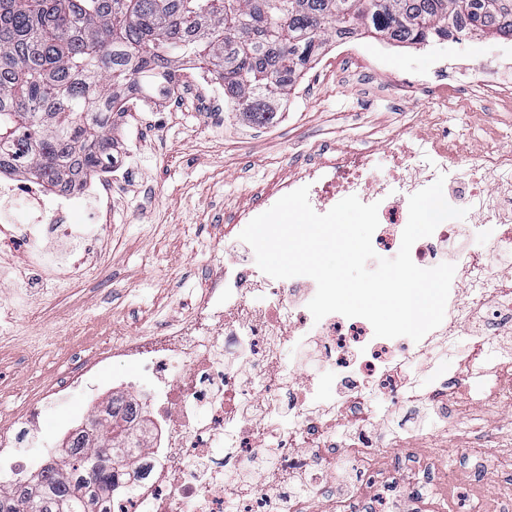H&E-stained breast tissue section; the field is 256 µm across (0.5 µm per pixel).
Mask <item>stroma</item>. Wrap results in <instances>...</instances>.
<instances>
[{"mask_svg": "<svg viewBox=\"0 0 512 512\" xmlns=\"http://www.w3.org/2000/svg\"><path fill=\"white\" fill-rule=\"evenodd\" d=\"M388 57L370 67L371 52ZM512 54V40L466 37L415 48L361 35L328 46L299 79L274 122L258 126L213 96L201 72L178 74L179 88L148 112L119 121L112 136L126 170L112 180V218L99 229L98 255L83 278L61 282L28 267L29 284L0 282V425L10 424L37 391L62 381L75 361L111 349L129 336L175 326L195 309L206 273L225 255L224 227L254 205L273 182L288 179L346 152L368 150L378 177L389 176L396 129L425 131L436 101L397 100L399 84L436 80L440 58L467 65V80L484 76L497 58ZM448 137L480 149L512 146V101L492 107L471 97L448 106ZM133 362L102 368L99 391L44 409L36 446L21 457L40 462V449L60 447L63 429L101 410L113 376L134 375ZM462 419L454 431L429 430L436 471L419 473L406 451L383 448L388 470L421 500V512H485L506 463L494 454L512 433V407L491 418L459 394Z\"/></svg>", "mask_w": 512, "mask_h": 512, "instance_id": "35a3bbf8", "label": "stroma"}]
</instances>
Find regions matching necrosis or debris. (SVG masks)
<instances>
[{
  "instance_id": "4bbe7bcc",
  "label": "necrosis or debris",
  "mask_w": 512,
  "mask_h": 512,
  "mask_svg": "<svg viewBox=\"0 0 512 512\" xmlns=\"http://www.w3.org/2000/svg\"><path fill=\"white\" fill-rule=\"evenodd\" d=\"M406 92L445 103L478 95L489 103L512 95V82L483 77L461 83L437 84L420 78ZM444 113H435L426 134L410 136L394 152L393 174L374 179L370 155L347 153L307 168L298 179L278 183L261 198L256 210L237 215L224 234L238 238L256 211L276 199L308 187L313 210H330L337 195L378 203L379 224L372 236L377 251H398V227L408 221L410 196L444 178L447 201L469 204L470 222L448 220L411 249L422 268L451 256L454 278L467 282L466 295L450 291L442 324L420 341L407 337H376L369 321L332 313L314 320L307 299L316 283L307 276L274 279L235 257L205 279L191 317L176 328L154 336L132 337L113 345L102 357L77 362L58 385L47 389L42 402L31 404L14 422L0 428V488L24 476L28 466L17 449L23 438L40 432L43 401H63L92 385L101 366L135 361L150 379L120 381L115 391L131 398L139 419L152 433L135 453L114 470L110 512H224L225 496L237 512H283L280 489L293 479L329 488V468L338 450L348 449L371 483H380L379 465L364 456L375 447L382 418L405 403L415 416L404 432L417 441L425 429L455 427L460 411L457 392L469 393L470 404H512V383L503 370L512 368V290L501 287L500 259L512 255V149L459 151L445 130ZM22 201L37 223L52 236L40 260L54 273L78 271L81 243L69 222L68 198L48 203L38 185H0V202ZM480 233L487 247L468 251L463 240ZM479 350L497 349L494 361L475 366L472 354L458 348L459 335ZM313 350L319 364L336 377V395L324 397L309 380L294 382L281 372V354L288 343ZM454 357L455 371L439 373L422 389L408 366L415 360ZM223 441L224 456L216 458L215 443Z\"/></svg>"
}]
</instances>
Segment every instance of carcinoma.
<instances>
[{"label":"carcinoma","mask_w":512,"mask_h":512,"mask_svg":"<svg viewBox=\"0 0 512 512\" xmlns=\"http://www.w3.org/2000/svg\"><path fill=\"white\" fill-rule=\"evenodd\" d=\"M362 32L404 46L512 37V0H0V172L69 190L113 160L127 102L173 91L186 63L267 124L331 40ZM132 417L112 399L90 423L100 443L76 434L63 463L0 492V512H108Z\"/></svg>","instance_id":"carcinoma-1"}]
</instances>
